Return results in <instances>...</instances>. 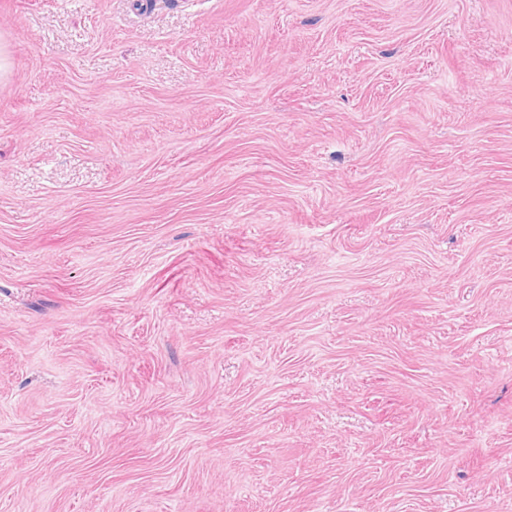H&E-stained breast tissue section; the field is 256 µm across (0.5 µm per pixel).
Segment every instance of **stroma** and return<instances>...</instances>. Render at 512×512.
Segmentation results:
<instances>
[{"label": "stroma", "instance_id": "35a3bbf8", "mask_svg": "<svg viewBox=\"0 0 512 512\" xmlns=\"http://www.w3.org/2000/svg\"><path fill=\"white\" fill-rule=\"evenodd\" d=\"M0 45V512H512V0Z\"/></svg>", "mask_w": 512, "mask_h": 512}]
</instances>
